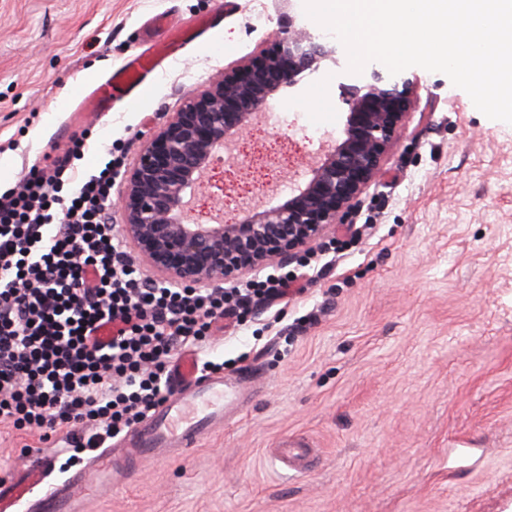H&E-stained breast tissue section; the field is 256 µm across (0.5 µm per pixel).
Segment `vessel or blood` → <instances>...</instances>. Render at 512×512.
<instances>
[{"label": "vessel or blood", "mask_w": 512, "mask_h": 512, "mask_svg": "<svg viewBox=\"0 0 512 512\" xmlns=\"http://www.w3.org/2000/svg\"><path fill=\"white\" fill-rule=\"evenodd\" d=\"M210 26L200 20L175 25L168 14L159 13L144 24L147 41L141 51L123 66L96 83L79 103L77 114H101L113 99L132 94L181 42L199 37ZM170 395L130 435L119 456L103 467L76 469L68 482L46 487L51 474V455L37 451L26 472L0 478V512H13L27 496H34L36 512H76L78 495L89 485L118 486L126 483L146 459H175L187 455L200 439L221 429L228 416L247 399L239 378L201 374L195 353H180L169 375Z\"/></svg>", "instance_id": "1"}]
</instances>
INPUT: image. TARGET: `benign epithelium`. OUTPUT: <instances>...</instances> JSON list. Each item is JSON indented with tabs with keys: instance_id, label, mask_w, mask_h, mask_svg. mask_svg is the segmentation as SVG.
I'll return each instance as SVG.
<instances>
[{
	"instance_id": "7a95c632",
	"label": "benign epithelium",
	"mask_w": 512,
	"mask_h": 512,
	"mask_svg": "<svg viewBox=\"0 0 512 512\" xmlns=\"http://www.w3.org/2000/svg\"><path fill=\"white\" fill-rule=\"evenodd\" d=\"M331 55L306 34L282 31L276 49L260 62L188 96L145 146L125 178L122 234L163 281L214 286L274 260L289 263L342 223L378 175L406 112L404 92L376 77L351 88L343 137L291 198L269 208L247 207L235 224L184 221L187 198L203 187L215 153L268 112L281 88L297 85Z\"/></svg>"
}]
</instances>
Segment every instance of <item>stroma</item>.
Here are the masks:
<instances>
[{
  "mask_svg": "<svg viewBox=\"0 0 512 512\" xmlns=\"http://www.w3.org/2000/svg\"><path fill=\"white\" fill-rule=\"evenodd\" d=\"M0 0V161L4 188L52 166L84 135L77 180L104 166L121 224L124 179L185 96L271 51L303 0ZM212 25L131 96L70 125L84 91L119 68L158 13ZM319 82L273 97L272 117L216 154L190 221L236 222L244 200L269 207L304 184L350 110L347 54ZM407 118L380 176L306 252L304 292L258 307L201 342V360L242 375L245 408L175 460H147L123 486L81 493L80 512H512V125L487 118L439 72L390 75ZM314 442L302 471L273 458L284 437ZM24 447L75 470L70 445L0 424V476L22 473Z\"/></svg>",
  "mask_w": 512,
  "mask_h": 512,
  "instance_id": "stroma-1",
  "label": "stroma"
}]
</instances>
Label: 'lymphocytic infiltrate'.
Wrapping results in <instances>:
<instances>
[{"label": "lymphocytic infiltrate", "mask_w": 512, "mask_h": 512, "mask_svg": "<svg viewBox=\"0 0 512 512\" xmlns=\"http://www.w3.org/2000/svg\"><path fill=\"white\" fill-rule=\"evenodd\" d=\"M68 169L55 161L0 193V424L69 440L91 425L112 438L164 400L182 349L286 297L293 280L156 287L105 216L111 167L70 197Z\"/></svg>", "instance_id": "f902f5d3"}]
</instances>
